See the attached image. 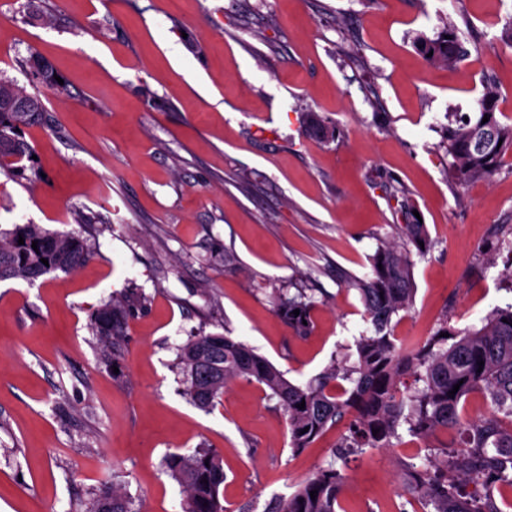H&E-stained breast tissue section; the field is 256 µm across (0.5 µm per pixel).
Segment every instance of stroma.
<instances>
[{
	"label": "stroma",
	"mask_w": 512,
	"mask_h": 512,
	"mask_svg": "<svg viewBox=\"0 0 512 512\" xmlns=\"http://www.w3.org/2000/svg\"><path fill=\"white\" fill-rule=\"evenodd\" d=\"M510 20L512 0H46L38 17L0 0V79L40 92L62 127L26 128L37 174L0 175V231L38 224L91 251L71 273L0 281V512H81L109 473L137 512H181L163 459L198 448L223 460L226 512H275L329 466L345 481L337 512H425L401 466L458 434L341 458L346 417L296 452L262 386L235 381L203 410L175 362L200 333L238 337L303 386L331 361L356 362L373 327L343 280L370 275L394 236L391 184L431 240L412 257L397 338L477 328L512 303V253L498 245L512 240V152L461 185L443 143L488 78L512 124ZM449 22L470 50L453 70L415 45ZM33 53L66 93L24 72ZM308 112L332 137L307 132ZM295 282L312 302L304 336L275 307ZM128 289L148 304L115 371L89 323Z\"/></svg>",
	"instance_id": "35a3bbf8"
}]
</instances>
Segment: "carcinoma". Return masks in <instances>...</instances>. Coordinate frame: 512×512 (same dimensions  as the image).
Wrapping results in <instances>:
<instances>
[{
    "label": "carcinoma",
    "instance_id": "1",
    "mask_svg": "<svg viewBox=\"0 0 512 512\" xmlns=\"http://www.w3.org/2000/svg\"><path fill=\"white\" fill-rule=\"evenodd\" d=\"M417 48L427 61L455 69L467 56L457 29L451 22L431 39L421 36ZM40 83L66 92L54 78L56 72L40 56L23 61ZM499 89L488 80L476 111L445 130L444 145L451 157L449 172L456 181L491 176L505 153L512 151V125L498 117ZM46 108L36 94L9 81H0V174L8 178L25 175L33 150L24 139L23 127L44 125ZM489 117L482 122L483 117ZM485 131L492 134L486 147L476 144ZM390 196L399 212L409 218L398 225L400 235L425 253L430 247L425 225L410 220L412 207L405 190L392 186ZM24 244H19V238ZM37 248H32V242ZM424 246H419V243ZM90 256L87 243L73 235L59 234L39 224H17L0 232V280L33 282L52 272H70ZM48 260L43 264L41 259ZM372 276H351L347 287L357 290L374 334L360 339L358 358L351 366L329 364L315 381L302 387L287 379L270 361L244 341L222 334H201L178 349L176 368L183 376L184 395L200 408L211 406L234 381H254L270 392L288 415L291 447L306 448L327 427L354 413L351 435L339 453L355 455L364 448L385 445L400 431L426 438L452 429L463 437V449L450 455L429 453L426 466L402 465L406 491L424 500L432 512H501L490 498H465L458 481L484 484L497 481L512 489V303L494 309L479 328L448 331L444 325L434 336L403 352L391 334L394 315L408 310L414 299L413 261L395 241H383L370 257ZM147 297L134 291L116 293L90 318V330L100 348L101 359L119 365L128 322L144 310ZM277 311L300 333L309 326V303L304 295L277 296ZM299 315H294V310ZM449 336H444V333ZM484 365H478V362ZM414 378L411 387L403 376ZM460 385L450 394L454 385ZM474 391L486 394L492 416L470 420L459 408L463 397ZM305 403V408L297 407ZM166 472L183 488V512H224L221 489L224 468L218 452L198 448L191 454L170 453L163 462ZM317 491L311 498L310 492ZM343 478L333 467L319 470L302 483L277 512H336ZM85 512H137L132 500L112 480L101 482L90 493Z\"/></svg>",
    "mask_w": 512,
    "mask_h": 512
}]
</instances>
